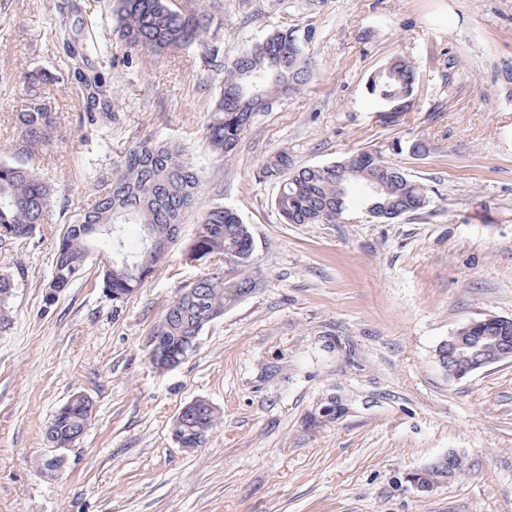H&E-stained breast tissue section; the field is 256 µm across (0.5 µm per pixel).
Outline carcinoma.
<instances>
[{
  "label": "carcinoma",
  "mask_w": 512,
  "mask_h": 512,
  "mask_svg": "<svg viewBox=\"0 0 512 512\" xmlns=\"http://www.w3.org/2000/svg\"><path fill=\"white\" fill-rule=\"evenodd\" d=\"M118 36L144 51L151 60L192 45L204 43L211 34L213 19L204 11L179 7L173 0H108ZM88 23L79 5L69 0L58 24V39L70 67L83 89L85 115L89 122H112L115 117L112 87L95 70L89 59L85 38ZM277 63L285 68L288 85L258 79L268 99L301 92L310 81L314 64L288 31H277L253 45L224 70L221 95L212 109L207 138L213 150L229 154L250 127L258 99L243 95L239 85L248 76L264 72ZM26 105L18 113L21 128L8 159H0V242L30 237L47 223L53 203L52 189L27 166L31 151L52 142L57 113L40 86L49 82L42 73L24 76ZM418 85L411 61L396 56L375 73L368 84L373 99L392 107L406 105ZM262 177L280 182L275 206L289 224H334L336 208L346 211L351 190L362 189L364 208L378 212L374 220L390 223L430 204L428 189L413 180L398 164L373 151H361L339 161L296 168L288 151L268 157L260 167ZM379 192H367L372 181ZM198 170L184 157L179 146L166 140L145 139L130 147L112 177L98 181L93 204L68 224L55 247L50 288H66L86 271L93 254V242L110 243L112 256L103 262V292L121 294L139 289L165 264L170 245L177 241L186 212L193 209L202 191ZM140 224L151 230L152 244L141 240L127 243L121 228ZM201 249L224 261L180 288L164 318L153 331L159 343L151 345L153 362L182 364L181 352L192 337L200 336L206 325L224 315V307L249 293L255 279L252 266L254 245L247 225L233 210L214 204L199 217L195 237L186 252ZM13 282L0 275V326L7 321ZM473 348L460 361L444 342L437 348L443 368L452 372L464 364L480 363L490 353L512 354V325L489 324L466 333ZM68 409L52 417L46 435L54 448L71 447L85 432L92 416V403L81 396L67 400ZM219 423L216 411L200 401L181 412L173 430L187 448L202 447ZM461 461L453 454L415 471L423 491L453 479Z\"/></svg>",
  "instance_id": "carcinoma-1"
}]
</instances>
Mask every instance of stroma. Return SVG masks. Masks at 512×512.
Returning <instances> with one entry per match:
<instances>
[{
  "label": "stroma",
  "mask_w": 512,
  "mask_h": 512,
  "mask_svg": "<svg viewBox=\"0 0 512 512\" xmlns=\"http://www.w3.org/2000/svg\"><path fill=\"white\" fill-rule=\"evenodd\" d=\"M59 2L0 0V156L19 133L24 72L54 76L58 112L53 142L28 159L54 189L49 222L0 249L15 285L0 330V512H512V361L457 381L436 355L470 320L512 318V0H177L209 12L217 35L150 66L106 0H79L104 48L95 64L113 76L108 125L83 117L54 37ZM279 30L313 59V79L217 157L205 131L224 65ZM397 55L419 85L390 115L366 86ZM147 138L180 143L200 170L198 211L220 203L248 225L258 283L166 372L149 340L203 272L181 259L196 213L124 301L101 288V253L68 288H47L63 225ZM280 150L299 166L379 151L430 204L390 223L357 201L333 224L285 223L278 182L260 174ZM77 393L91 423L44 473L46 427ZM197 399L220 422L186 449L172 426ZM452 452L465 465L454 481L409 482Z\"/></svg>",
  "instance_id": "stroma-1"
}]
</instances>
